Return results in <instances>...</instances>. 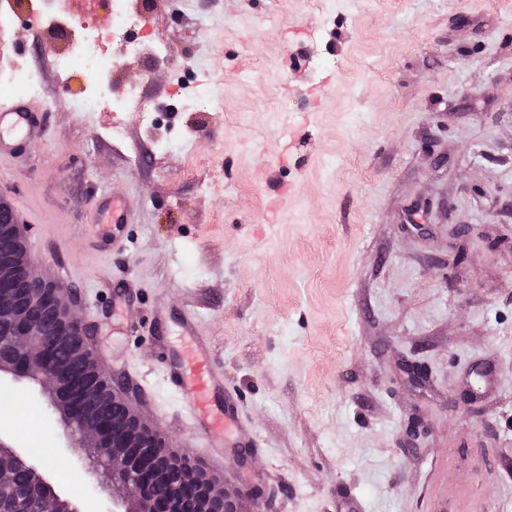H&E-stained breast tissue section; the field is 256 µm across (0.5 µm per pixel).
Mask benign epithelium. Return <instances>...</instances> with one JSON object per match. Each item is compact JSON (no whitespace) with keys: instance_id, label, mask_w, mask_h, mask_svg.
I'll use <instances>...</instances> for the list:
<instances>
[{"instance_id":"7a95c632","label":"benign epithelium","mask_w":512,"mask_h":512,"mask_svg":"<svg viewBox=\"0 0 512 512\" xmlns=\"http://www.w3.org/2000/svg\"><path fill=\"white\" fill-rule=\"evenodd\" d=\"M27 226L18 214L0 226V237L14 244L0 255V388L28 380L37 389L32 403L64 424L61 457L74 469L93 466L97 485L90 488L88 512H184L170 483L177 471L198 489L200 512H241L242 495L224 488L205 462L171 444L163 432L144 421L128 397L129 384L106 372L91 344L92 326L75 311L69 289L37 270L21 247ZM28 287H20V282ZM56 336H69L80 346L82 372L58 363ZM120 411L108 419L94 415L101 392ZM0 484L24 478L32 512H75L50 487L30 450L11 443V432L0 429ZM108 488L112 504L100 500L96 486Z\"/></svg>"}]
</instances>
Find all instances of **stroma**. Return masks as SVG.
Segmentation results:
<instances>
[{
  "label": "stroma",
  "instance_id": "stroma-1",
  "mask_svg": "<svg viewBox=\"0 0 512 512\" xmlns=\"http://www.w3.org/2000/svg\"><path fill=\"white\" fill-rule=\"evenodd\" d=\"M128 2L136 24L105 43L111 94L138 88L145 112L76 111L87 76L59 69L58 28L80 36L87 0H0L19 16L0 75L38 72L47 124L0 158V196L95 322L100 363L208 458L146 338L123 332L160 304L175 343L194 312L262 446L225 449L218 475L262 487L268 512H336L344 493L367 512H512V0ZM110 194L132 230L105 250ZM42 464L83 508L89 475Z\"/></svg>",
  "mask_w": 512,
  "mask_h": 512
}]
</instances>
